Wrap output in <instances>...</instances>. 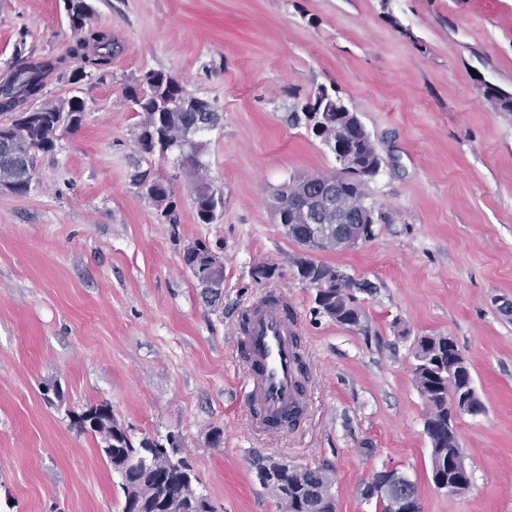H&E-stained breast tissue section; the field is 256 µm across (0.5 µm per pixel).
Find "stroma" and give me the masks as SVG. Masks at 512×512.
Masks as SVG:
<instances>
[{
	"label": "stroma",
	"mask_w": 512,
	"mask_h": 512,
	"mask_svg": "<svg viewBox=\"0 0 512 512\" xmlns=\"http://www.w3.org/2000/svg\"><path fill=\"white\" fill-rule=\"evenodd\" d=\"M93 26L118 45L91 80L80 129L41 156L28 194L0 192V512H122L120 479L70 413L106 403L134 439L181 435L198 487L219 512H283L251 468L260 453L334 472L337 512L394 466L422 512H512V0H91ZM62 0H0V79L17 47L66 55ZM150 69L210 100L223 120L202 160L224 193L196 220L176 154L138 145L126 88ZM322 87L357 113L382 159L365 191L376 235L315 253L370 290L368 333L314 312L294 261L305 250L276 224L291 176L330 173L331 150L286 117ZM170 182L178 225L161 221L137 174ZM205 241L224 260L207 302L182 264ZM273 267L268 279L253 269ZM298 324L305 374L299 426L250 425L242 312L267 295ZM453 337L481 414L462 415L470 488L438 489L413 381L421 335ZM59 387L62 402L43 390ZM224 432L221 447L209 434Z\"/></svg>",
	"instance_id": "35a3bbf8"
}]
</instances>
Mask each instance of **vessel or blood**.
Returning <instances> with one entry per match:
<instances>
[{
  "label": "vessel or blood",
  "mask_w": 512,
  "mask_h": 512,
  "mask_svg": "<svg viewBox=\"0 0 512 512\" xmlns=\"http://www.w3.org/2000/svg\"><path fill=\"white\" fill-rule=\"evenodd\" d=\"M295 334V322L278 306L265 304L250 313L246 337L250 372L245 391L256 428H265L266 416L283 414L299 400Z\"/></svg>",
  "instance_id": "b4317fda"
}]
</instances>
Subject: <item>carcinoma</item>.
Listing matches in <instances>:
<instances>
[{
	"label": "carcinoma",
	"instance_id": "carcinoma-1",
	"mask_svg": "<svg viewBox=\"0 0 512 512\" xmlns=\"http://www.w3.org/2000/svg\"><path fill=\"white\" fill-rule=\"evenodd\" d=\"M92 14L89 0H70L67 16L76 39L69 57L77 62L76 67H69L63 58L26 55L19 48L13 68L0 82V112L10 115L8 120L0 123V179L12 181L13 193L17 195L30 191L38 156L56 151L58 127L76 130L85 119L86 102L77 94L59 101L39 103L49 78L56 75L76 86L94 74L101 79L110 75L112 55L117 46L109 31L89 26ZM486 96L498 109L512 112L511 94L488 86ZM127 98L142 117L138 137L142 152L164 154L177 151L185 173L191 176L198 222L214 223L223 211L224 196L205 174L204 144L199 136L218 128L221 113L209 100L187 93L174 77L161 70L146 71L128 87ZM317 98L315 94L307 99L291 112L288 121L295 127H305L318 138L324 134L334 135V130L324 134L318 132L307 116L314 110ZM346 135L357 156L367 162L375 158V146L364 137L360 121L353 113L348 115ZM147 181L153 184L149 199L156 205L164 223H178L172 187L157 178L149 179L147 173L136 179L139 185ZM342 198L343 205L350 210L361 204L367 198L362 179L350 181ZM284 217L288 224L286 236L300 242L310 225L298 223L288 208L284 210ZM182 259L186 270L203 288L205 297L218 300L221 291L215 286L214 277L224 278V261L202 241L188 245ZM295 265L299 278L315 289V296L322 298L327 317L352 330L367 331V317L357 297L338 300L318 290L332 266L310 259H299ZM416 351L426 358L437 355L446 366L453 359V350L447 348L440 336L419 337ZM456 386V378L431 373L423 374L417 382V388L428 401L426 417L438 422L439 434L430 454L434 477L440 472L439 464L448 460L460 442L459 434L450 436L447 429L448 397ZM70 418L73 427L101 439V452L120 478L123 512H212L210 497L196 487L193 467L188 464L180 468L164 454L163 449L170 447L173 435H168L164 442L150 437L136 442L115 420L107 404L73 412ZM251 465L259 484L271 491L285 505L287 512H336V499L326 497L329 486L334 483L329 470L305 466L290 471L272 462L261 463L259 454L252 456Z\"/></svg>",
	"mask_w": 512,
	"mask_h": 512
}]
</instances>
